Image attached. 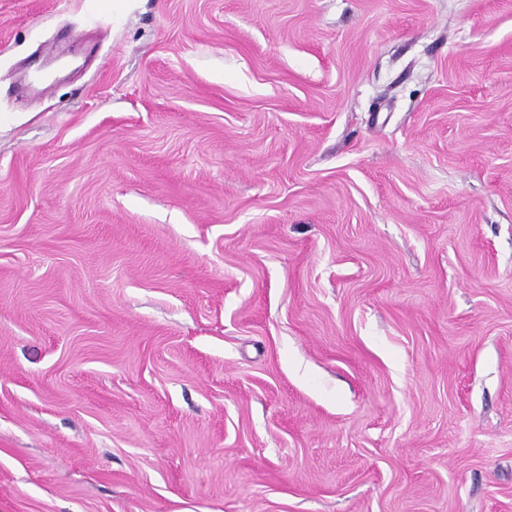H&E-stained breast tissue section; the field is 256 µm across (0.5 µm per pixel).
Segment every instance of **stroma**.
Masks as SVG:
<instances>
[{
    "label": "stroma",
    "mask_w": 512,
    "mask_h": 512,
    "mask_svg": "<svg viewBox=\"0 0 512 512\" xmlns=\"http://www.w3.org/2000/svg\"><path fill=\"white\" fill-rule=\"evenodd\" d=\"M0 512H512V0H0Z\"/></svg>",
    "instance_id": "1"
}]
</instances>
